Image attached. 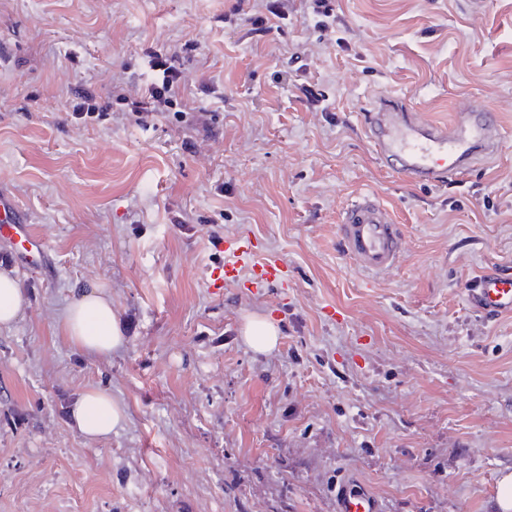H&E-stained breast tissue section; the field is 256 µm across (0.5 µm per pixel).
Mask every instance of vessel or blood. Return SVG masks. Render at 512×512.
Wrapping results in <instances>:
<instances>
[{
  "label": "vessel or blood",
  "instance_id": "obj_1",
  "mask_svg": "<svg viewBox=\"0 0 512 512\" xmlns=\"http://www.w3.org/2000/svg\"><path fill=\"white\" fill-rule=\"evenodd\" d=\"M363 124L380 166L412 183L461 179L497 152L498 130L483 104L455 113L449 123L441 124L423 119L405 100L388 96L365 110ZM340 231L347 255L361 269L380 273L397 265L400 230L375 196L354 200L342 216ZM0 237L40 262L42 251L29 238L21 213L1 198ZM261 250L260 242L244 235L225 240L224 261L210 270L207 287L219 290L243 277L255 287L287 283V266L261 258ZM468 298L487 313L512 312V274L480 273ZM380 509L379 502L355 484H344L336 493V512Z\"/></svg>",
  "mask_w": 512,
  "mask_h": 512
}]
</instances>
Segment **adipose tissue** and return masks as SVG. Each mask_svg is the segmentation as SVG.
I'll return each instance as SVG.
<instances>
[{
    "label": "adipose tissue",
    "mask_w": 512,
    "mask_h": 512,
    "mask_svg": "<svg viewBox=\"0 0 512 512\" xmlns=\"http://www.w3.org/2000/svg\"><path fill=\"white\" fill-rule=\"evenodd\" d=\"M61 329L76 349L108 355L124 344L110 299L98 289L78 290L67 306ZM73 423L85 435L106 436L121 421L123 411L104 388L83 393L69 409Z\"/></svg>",
    "instance_id": "ef3b65f1"
}]
</instances>
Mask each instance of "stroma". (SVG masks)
Wrapping results in <instances>:
<instances>
[{
  "label": "stroma",
  "instance_id": "stroma-1",
  "mask_svg": "<svg viewBox=\"0 0 512 512\" xmlns=\"http://www.w3.org/2000/svg\"><path fill=\"white\" fill-rule=\"evenodd\" d=\"M335 5L347 52L299 12L244 38L221 22L229 0H0V193L43 252L33 267L0 238L25 297L0 328V512H336L346 480L383 512H494L512 471V312L485 315L466 290L512 268V0ZM188 41L186 93L219 147L105 98L106 119L67 121L66 87L139 77L146 49ZM304 62L326 111L296 97ZM387 94L438 123L489 106L498 156L450 185L383 170L358 114ZM366 193L401 231L382 273L340 238ZM243 231L288 282L212 293L207 271ZM93 285L124 328L109 356L61 330ZM255 315L280 327L271 351L241 336ZM92 386L124 412L105 438L69 414Z\"/></svg>",
  "mask_w": 512,
  "mask_h": 512
}]
</instances>
